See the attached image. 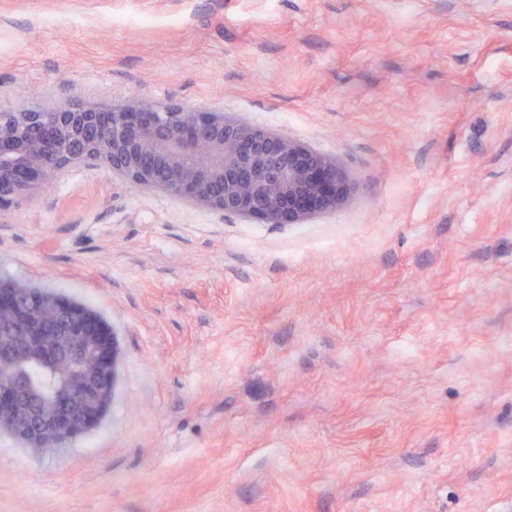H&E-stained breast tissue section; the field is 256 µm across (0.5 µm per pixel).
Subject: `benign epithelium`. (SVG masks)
<instances>
[{"label":"benign epithelium","mask_w":512,"mask_h":512,"mask_svg":"<svg viewBox=\"0 0 512 512\" xmlns=\"http://www.w3.org/2000/svg\"><path fill=\"white\" fill-rule=\"evenodd\" d=\"M89 163L138 187L263 224H302L348 194L335 159L222 112L74 98L0 113V221L47 179ZM2 318L11 333L0 342V427L32 448L68 443L96 427L117 389L116 334L80 307L52 295L21 302L12 288H0ZM30 364L65 378L43 395L16 376Z\"/></svg>","instance_id":"obj_1"}]
</instances>
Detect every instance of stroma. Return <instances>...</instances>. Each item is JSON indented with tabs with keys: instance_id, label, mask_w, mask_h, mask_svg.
Listing matches in <instances>:
<instances>
[{
	"instance_id": "obj_1",
	"label": "stroma",
	"mask_w": 512,
	"mask_h": 512,
	"mask_svg": "<svg viewBox=\"0 0 512 512\" xmlns=\"http://www.w3.org/2000/svg\"><path fill=\"white\" fill-rule=\"evenodd\" d=\"M221 112L335 158L302 224L73 170L0 277L118 337L64 446L0 432V512H512V0H0V111Z\"/></svg>"
}]
</instances>
